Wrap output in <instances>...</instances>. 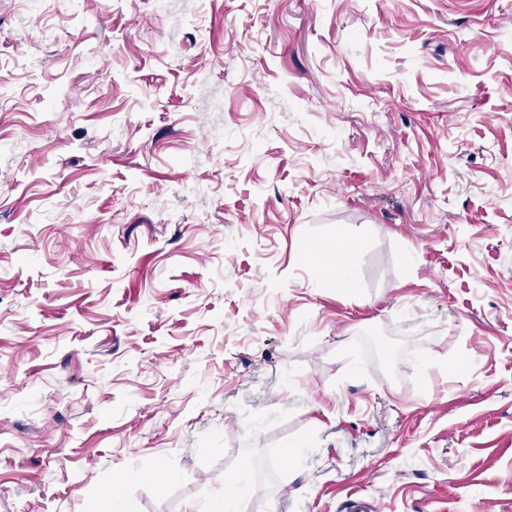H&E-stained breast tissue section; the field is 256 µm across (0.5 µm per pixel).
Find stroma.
Segmentation results:
<instances>
[{
	"mask_svg": "<svg viewBox=\"0 0 512 512\" xmlns=\"http://www.w3.org/2000/svg\"><path fill=\"white\" fill-rule=\"evenodd\" d=\"M244 466L512 512V0H0V512ZM357 240L349 233H344L336 239V243H324L318 246L322 254L332 255L333 259L324 268L325 288L336 289V292H355L358 279L353 267L351 255L355 250Z\"/></svg>",
	"mask_w": 512,
	"mask_h": 512,
	"instance_id": "35a3bbf8",
	"label": "stroma"
}]
</instances>
